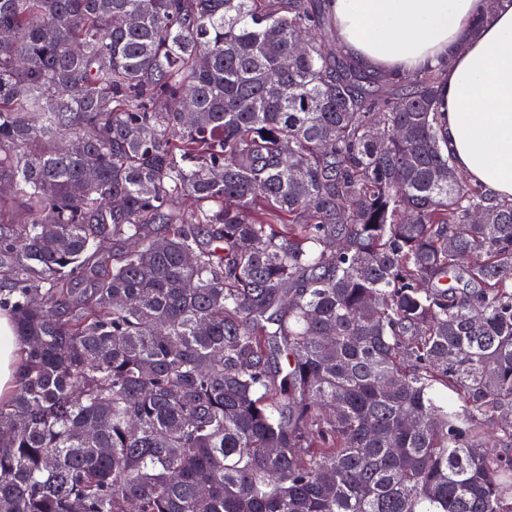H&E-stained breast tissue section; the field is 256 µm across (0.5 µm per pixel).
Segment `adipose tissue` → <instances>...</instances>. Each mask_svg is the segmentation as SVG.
I'll return each instance as SVG.
<instances>
[{"label":"adipose tissue","mask_w":512,"mask_h":512,"mask_svg":"<svg viewBox=\"0 0 512 512\" xmlns=\"http://www.w3.org/2000/svg\"><path fill=\"white\" fill-rule=\"evenodd\" d=\"M336 38L391 77L446 63L439 125L466 180L512 200V0H330ZM23 340L0 314V399L20 378Z\"/></svg>","instance_id":"obj_1"}]
</instances>
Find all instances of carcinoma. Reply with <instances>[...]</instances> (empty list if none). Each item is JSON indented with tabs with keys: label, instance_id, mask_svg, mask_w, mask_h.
Here are the masks:
<instances>
[{
	"label": "carcinoma",
	"instance_id": "cac0c4a2",
	"mask_svg": "<svg viewBox=\"0 0 512 512\" xmlns=\"http://www.w3.org/2000/svg\"><path fill=\"white\" fill-rule=\"evenodd\" d=\"M327 2L0 0V512H512V200ZM22 347L11 318L0 314V399L9 396L19 382Z\"/></svg>",
	"mask_w": 512,
	"mask_h": 512
}]
</instances>
